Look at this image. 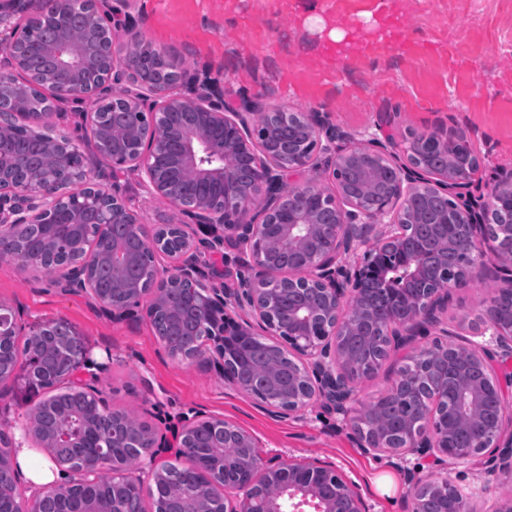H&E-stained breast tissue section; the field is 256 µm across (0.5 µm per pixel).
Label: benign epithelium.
<instances>
[{
  "label": "benign epithelium",
  "instance_id": "obj_1",
  "mask_svg": "<svg viewBox=\"0 0 512 512\" xmlns=\"http://www.w3.org/2000/svg\"><path fill=\"white\" fill-rule=\"evenodd\" d=\"M39 2L26 24L0 40L9 64L0 70V89L18 86L33 48L43 55L46 74L27 83L32 90L47 86L54 101L97 98L126 115V135L111 137L99 108L88 113L93 149L110 146L113 167L135 173L191 223L223 233L248 256L247 274L234 288L203 284L207 274L184 225L143 224L117 190L91 184L85 155L52 130L54 106H36L33 96L15 97L13 117L41 130L34 152L17 155L0 123V254L36 268L42 253L26 241L27 230L44 225V242L69 244L56 282L61 290L86 294L114 320L138 308L153 325L172 321L181 338L160 340L180 362L196 360L193 326L207 327L218 354L210 364L272 412L288 417L320 401L349 422L365 450L413 456L417 466L406 473L411 512H512V495L478 507L449 478L422 475L425 467L448 475L477 458L494 472L512 473V377L499 369L512 358V319L500 312L502 301H512V280L502 279L482 306L475 334H490L489 343L455 344L462 358L446 348L407 356L412 370L388 392L389 399L414 405L400 440L367 423L356 403V383L441 325L453 291L468 287L478 269L489 262L512 267V170L498 174L487 201L475 206L465 193L472 179L453 171L477 169L462 131L410 129L401 144L375 134L355 142L317 112H261L251 97L233 106L214 91L186 96L179 93L190 79L185 61L145 40L130 13L132 0H121L115 13L118 40L101 30L98 0ZM426 140L450 150L449 165L431 168L415 153ZM23 165L35 171L26 181L16 177ZM313 170L334 189L302 179ZM88 223L97 225L92 242L85 238ZM147 248L168 255L173 266L140 281L114 276L102 292V265L132 268ZM351 255L356 259L347 266ZM398 271L403 287L393 289ZM60 329L69 332V378L89 356L82 337L56 322L41 324L34 336L49 347ZM12 330V312L0 305L1 389L20 368ZM24 374L37 387L52 370L34 353ZM40 408L47 425L30 424L26 437L80 478L21 499L17 446L1 430L0 512H142V481L128 471L156 457L158 448L191 467L161 461L151 468L155 512H302L305 505L313 512H368L334 468L267 459L250 433L222 418L189 422L168 439L115 413L98 423L110 429L104 442L86 424L75 435L63 433V401L47 397ZM460 433L468 441L462 447L450 442ZM188 473L203 493L191 510L178 492ZM450 492L456 493L451 509Z\"/></svg>",
  "mask_w": 512,
  "mask_h": 512
}]
</instances>
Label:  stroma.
<instances>
[{
    "label": "stroma",
    "instance_id": "35a3bbf8",
    "mask_svg": "<svg viewBox=\"0 0 512 512\" xmlns=\"http://www.w3.org/2000/svg\"><path fill=\"white\" fill-rule=\"evenodd\" d=\"M146 38L190 64L185 93L218 84L227 104L253 96L266 107L322 113L355 136L378 130L401 135L448 127L464 131L479 159V183L512 169V0H134ZM346 31L341 45L332 30ZM89 102L60 103L57 132L89 151ZM89 178L118 189L142 223L180 224L182 212L152 196L135 174H113L97 158ZM199 258L215 280L234 287L243 268L229 241L201 228ZM491 278L452 293L448 324L471 320L490 297ZM0 302L14 312L19 338L49 321L72 325L90 344L87 370L108 410L136 411L165 432L204 414L233 422L254 437L266 458L332 465L359 491L371 512H409L403 464L367 453L341 415L313 404L280 418L206 366L173 360L142 317L115 322L98 304L0 260ZM35 397L23 382L0 392V429L23 440ZM474 499L512 495V479L471 464L451 475Z\"/></svg>",
    "mask_w": 512,
    "mask_h": 512
}]
</instances>
